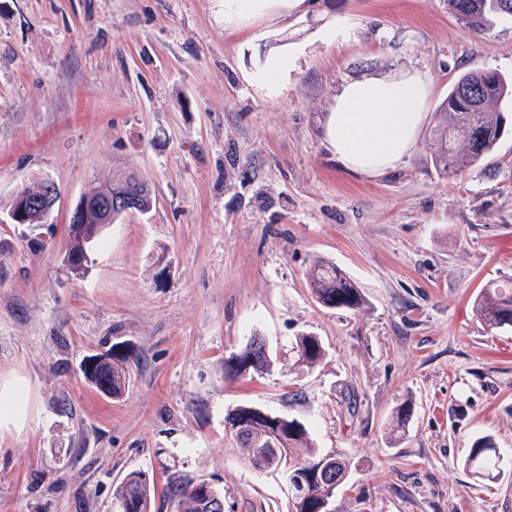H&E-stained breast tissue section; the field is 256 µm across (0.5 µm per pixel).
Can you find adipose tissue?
<instances>
[{"label":"adipose tissue","instance_id":"ef3b65f1","mask_svg":"<svg viewBox=\"0 0 512 512\" xmlns=\"http://www.w3.org/2000/svg\"><path fill=\"white\" fill-rule=\"evenodd\" d=\"M432 81L418 69H395L352 81L326 120L327 143L342 167L368 179L396 169L417 148L429 119ZM24 379H0V430H22L29 419Z\"/></svg>","mask_w":512,"mask_h":512}]
</instances>
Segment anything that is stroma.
<instances>
[{
    "label": "stroma",
    "mask_w": 512,
    "mask_h": 512,
    "mask_svg": "<svg viewBox=\"0 0 512 512\" xmlns=\"http://www.w3.org/2000/svg\"><path fill=\"white\" fill-rule=\"evenodd\" d=\"M282 48L281 91L255 84ZM410 67L429 74L437 112L465 71L512 78V22L471 29L448 0H304L239 27L224 0H0V206L45 177L60 188L39 241L0 224V378L27 381L32 411L0 431V512H114L139 470L159 488L208 481L224 512H289L282 478L250 469L224 427L245 403L355 457L333 512H512V478L462 466L483 435L512 456V330L473 309L488 280L512 277V98L492 155L458 174L434 167L428 129L377 180L325 140L346 83ZM116 168L150 183L152 207L72 271L70 213ZM319 260L358 282L364 311L312 300ZM305 330L327 356L300 372ZM257 334L270 373L225 374ZM116 344L130 380L113 398L81 365Z\"/></svg>",
    "instance_id": "obj_1"
}]
</instances>
